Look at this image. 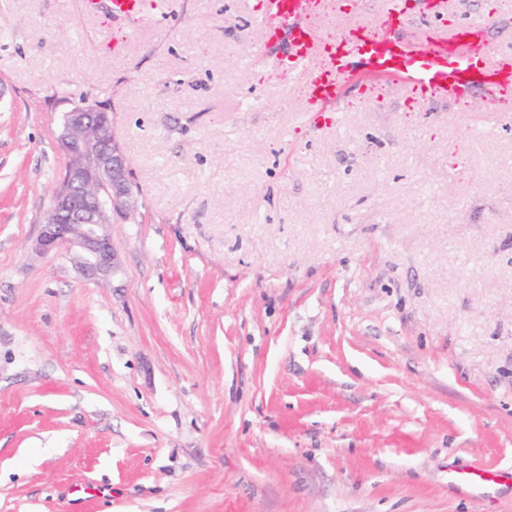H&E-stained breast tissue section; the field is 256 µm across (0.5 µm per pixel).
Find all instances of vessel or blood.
<instances>
[{
  "instance_id": "obj_1",
  "label": "vessel or blood",
  "mask_w": 512,
  "mask_h": 512,
  "mask_svg": "<svg viewBox=\"0 0 512 512\" xmlns=\"http://www.w3.org/2000/svg\"><path fill=\"white\" fill-rule=\"evenodd\" d=\"M92 12H107L114 17L141 14L146 0H85ZM401 0H384L380 18L369 25L364 36L338 39L332 51H325L312 40L307 28H300L292 43L293 58L301 70L312 71L307 103L317 107L335 100L342 75L355 62L386 74L407 89L424 86L441 97L456 96L480 84L492 86L512 83V66L507 53L488 49L484 58H475L470 50L472 35L486 24L469 22L461 28L436 33L429 50L388 37L383 29L387 20L398 17ZM298 0H264L263 16L268 20H293ZM499 474L490 470H449L448 483L482 495L498 484Z\"/></svg>"
}]
</instances>
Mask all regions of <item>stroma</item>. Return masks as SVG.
<instances>
[{"label":"stroma","instance_id":"35a3bbf8","mask_svg":"<svg viewBox=\"0 0 512 512\" xmlns=\"http://www.w3.org/2000/svg\"><path fill=\"white\" fill-rule=\"evenodd\" d=\"M259 0H0V512H512V88L357 68L324 120ZM379 0L304 13L316 42ZM501 0H404L426 42ZM104 103L139 219L112 285L32 246L70 104ZM87 8L95 13L104 9L113 17H130L141 14L147 6L145 0H85ZM502 475L490 470L462 471L451 469L448 471V484L462 486L478 495H484L488 490L499 483Z\"/></svg>","mask_w":512,"mask_h":512}]
</instances>
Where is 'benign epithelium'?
Returning <instances> with one entry per match:
<instances>
[{
    "mask_svg": "<svg viewBox=\"0 0 512 512\" xmlns=\"http://www.w3.org/2000/svg\"><path fill=\"white\" fill-rule=\"evenodd\" d=\"M60 146L70 163L52 193L35 250L64 251L83 280L108 282L119 267L112 217L131 221L138 204L128 159L112 135L110 113L96 102L71 105L63 114Z\"/></svg>",
    "mask_w": 512,
    "mask_h": 512,
    "instance_id": "benign-epithelium-1",
    "label": "benign epithelium"
}]
</instances>
